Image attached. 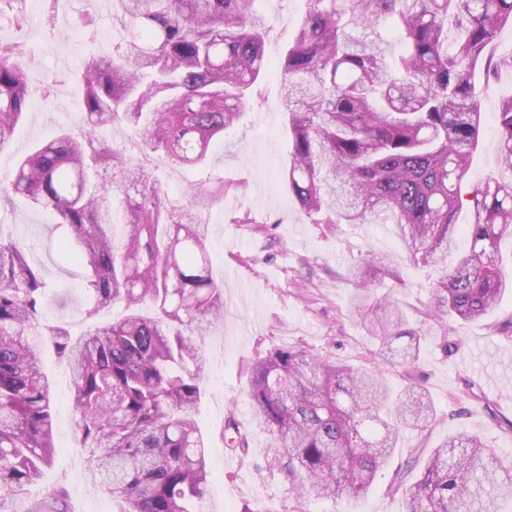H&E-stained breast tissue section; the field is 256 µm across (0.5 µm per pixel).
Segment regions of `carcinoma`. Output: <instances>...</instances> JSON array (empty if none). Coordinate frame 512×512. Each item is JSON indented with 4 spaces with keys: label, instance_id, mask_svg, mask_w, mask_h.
Wrapping results in <instances>:
<instances>
[{
    "label": "carcinoma",
    "instance_id": "obj_1",
    "mask_svg": "<svg viewBox=\"0 0 512 512\" xmlns=\"http://www.w3.org/2000/svg\"><path fill=\"white\" fill-rule=\"evenodd\" d=\"M120 38L112 53L82 64L85 134L64 128L15 164L4 196L20 195L68 231L72 263L84 271L86 311L116 302L132 313L74 338L41 323L46 282L18 241L0 243V512L30 494L51 464L54 395L39 349L50 338L70 376L76 432L88 471L116 512H203L211 470L197 426L205 356L183 333L203 336L224 320V289L211 275L203 212L224 197V176L207 173L193 202L176 206L141 161L96 131L115 123L138 136L144 157L171 167H205L260 95L271 27L256 0H113ZM278 69L288 112V163L280 173L314 224L397 225L409 258L437 263L461 229L468 248L432 287V319L490 315L512 288L499 260L512 237V179L467 190L480 138L475 96L487 49L512 27V0H307ZM27 22L21 0H0V17ZM456 37L448 40V29ZM402 49L390 50L388 36ZM15 48L0 42V150L34 95ZM498 163L512 172V97L497 112ZM112 169V183L97 180ZM475 220L456 224L464 198ZM127 238L118 244L113 226ZM391 274L372 252L347 276L353 306L378 343V359L355 368L304 346L275 348L251 363L248 398L271 438V460L299 499L358 501L397 447L402 430L435 423L425 390L399 394L393 366L417 361L420 334L369 280ZM230 448L247 446L234 419ZM391 489L405 512H498L512 499V463L476 435L437 447L417 479L396 473ZM31 512H68L51 490Z\"/></svg>",
    "mask_w": 512,
    "mask_h": 512
}]
</instances>
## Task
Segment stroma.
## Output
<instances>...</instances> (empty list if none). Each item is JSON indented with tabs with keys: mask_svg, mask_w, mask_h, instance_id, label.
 Instances as JSON below:
<instances>
[{
	"mask_svg": "<svg viewBox=\"0 0 512 512\" xmlns=\"http://www.w3.org/2000/svg\"><path fill=\"white\" fill-rule=\"evenodd\" d=\"M267 16L271 34L266 51L279 59L286 51L306 0H257ZM28 22L18 28L0 20V41L15 43L18 63L27 68L37 93L25 122L0 150V188L12 178L17 157L59 128H77L84 107L83 86L76 74L83 59L112 50L116 30L114 9L103 0H59L48 9L46 0L26 7ZM493 53L505 61L491 81L481 84L479 108L483 124L479 146L464 178L474 187L501 176L497 163L496 112L501 100L512 97V28H505ZM261 96L223 141L217 142L207 168L171 167L153 161L149 167L172 201L189 205L190 188L207 171L223 173L230 189L207 217L212 275L224 287V320L214 325L200 344L206 357L197 422L209 441L211 468L223 471L210 481L205 512H404L400 495L388 487L396 471H407L412 457L427 459L432 450L459 432L479 433L503 458H512V293L503 296L486 320L449 322L440 326L426 315L431 285L452 269L467 243L453 236L447 257L436 264H414L396 225L380 222L345 224L331 231L311 223L283 186L280 172L288 159L287 115L277 69H269ZM251 223H242L243 214ZM0 236L23 243L47 282L43 322L62 323L72 336L90 326L126 315L117 303L88 315L80 270L66 261L61 243L65 229L53 216L26 200H0ZM373 250L392 259L393 277L375 290L402 307L410 328L421 333V352L409 369L390 370L393 388L407 381L424 387L437 420L425 434L404 431L371 490L355 506L331 499H296L271 469L270 438L255 427L247 396L249 367L268 350L302 345L336 360L360 365L371 360L377 342L363 319L351 308L354 284L349 266L361 253ZM41 359L53 382L55 456L45 468L37 492L63 485L71 512H114L110 496L96 490L80 492L87 482V454L76 434L69 375L52 347ZM235 418L248 437L247 452L224 444L227 418Z\"/></svg>",
	"mask_w": 512,
	"mask_h": 512,
	"instance_id": "35a3bbf8",
	"label": "stroma"
}]
</instances>
